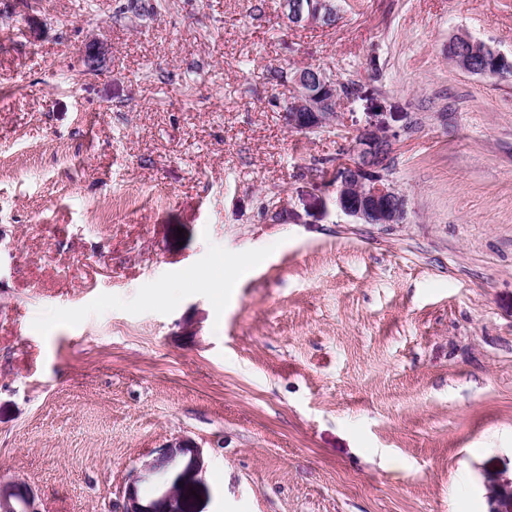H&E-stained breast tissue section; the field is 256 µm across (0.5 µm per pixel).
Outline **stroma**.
Listing matches in <instances>:
<instances>
[{
    "label": "stroma",
    "mask_w": 512,
    "mask_h": 512,
    "mask_svg": "<svg viewBox=\"0 0 512 512\" xmlns=\"http://www.w3.org/2000/svg\"><path fill=\"white\" fill-rule=\"evenodd\" d=\"M128 2L0 0V482L117 512L187 441L192 512H489L512 478V78L448 42L512 57V0H341L327 29L274 0ZM312 65L357 93L303 134L269 71ZM370 117L399 134L393 227L325 184ZM472 40H474V39H472ZM474 41L479 43V49H478L477 53H472V47L466 41H461L462 45H463V50L466 51L468 57L470 58L472 65L482 66L486 62V55H485V53H483V51L486 49L485 51L487 54H491V51L489 49H487V46L485 44H483L479 41H476V40H474ZM448 58L454 65H456L458 68H460L461 70H463L465 72L475 74V75H482V76L492 73V71L488 68L479 69V68L473 67L470 63L467 62V60L465 59V56L463 55V53H461V51L454 50V51L449 52ZM485 495L491 503L490 512L512 511V479L489 480L485 483Z\"/></svg>",
    "instance_id": "obj_1"
}]
</instances>
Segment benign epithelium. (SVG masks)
<instances>
[{
    "mask_svg": "<svg viewBox=\"0 0 512 512\" xmlns=\"http://www.w3.org/2000/svg\"><path fill=\"white\" fill-rule=\"evenodd\" d=\"M337 0H316L309 9L294 15L295 23L305 27L327 28L334 25L338 14ZM448 58L461 70L487 75L467 62L463 53L454 50ZM293 98L288 100L282 116L292 131L307 133L336 124L340 81L325 68L314 65L292 72ZM398 134L390 133L369 122L358 127L351 139L348 159L336 167L328 179L334 193L336 209L354 224H402L406 220L407 200L388 177L390 161L396 149ZM179 454L162 451L131 474L121 512H183L182 498L186 474L202 466L199 450L179 444ZM178 470L161 495L143 499L137 483L150 475L162 476ZM491 512H512V480L495 479L485 483ZM0 512H39L34 497L16 482H0Z\"/></svg>",
    "mask_w": 512,
    "mask_h": 512,
    "instance_id": "obj_1",
    "label": "benign epithelium"
}]
</instances>
